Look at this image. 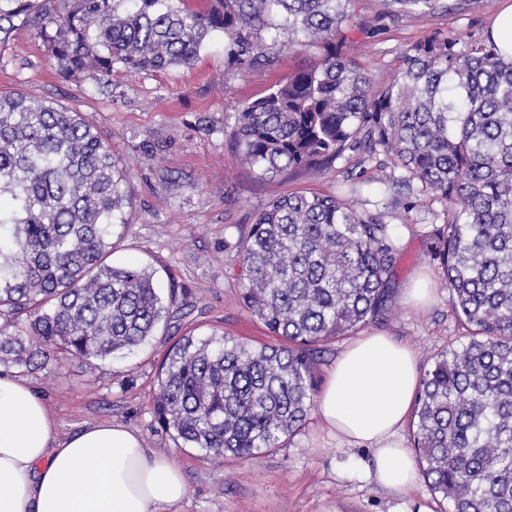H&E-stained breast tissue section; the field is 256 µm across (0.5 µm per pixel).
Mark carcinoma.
<instances>
[{"mask_svg":"<svg viewBox=\"0 0 512 512\" xmlns=\"http://www.w3.org/2000/svg\"><path fill=\"white\" fill-rule=\"evenodd\" d=\"M353 0H0V42L21 25L58 73L103 89L112 68L189 66L221 33L241 69L270 63L257 35L316 59L245 103L232 148L260 178L385 156L409 197L445 207L429 256L468 340L424 370L413 448L450 512H512V58L488 40L434 32L396 58L377 94L350 55L377 26ZM384 15L428 17L439 0H383ZM127 174L78 112L0 95V364L30 371L59 356L106 360L154 336L174 302L155 272L107 262L129 204ZM241 299L277 344L184 336L161 364L154 413L187 448L254 458L280 448L314 407L310 346L389 311L391 228L344 194H290L239 243Z\"/></svg>","mask_w":512,"mask_h":512,"instance_id":"obj_1","label":"carcinoma"}]
</instances>
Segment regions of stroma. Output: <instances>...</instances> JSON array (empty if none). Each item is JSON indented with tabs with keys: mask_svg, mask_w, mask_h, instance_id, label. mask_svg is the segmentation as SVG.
Masks as SVG:
<instances>
[{
	"mask_svg": "<svg viewBox=\"0 0 512 512\" xmlns=\"http://www.w3.org/2000/svg\"><path fill=\"white\" fill-rule=\"evenodd\" d=\"M445 2L426 18H383L377 36L354 46L352 55L374 88L392 81L395 59L408 46L437 31L462 43L483 37L492 18L512 4ZM260 41L275 58L271 66L238 73L224 37L215 35L188 67L131 73L115 66L108 93L89 77L62 78L28 28L18 27L0 45V95L21 91L81 113L128 171L131 205L112 235L111 263H143L161 285L180 287L155 335L133 353L105 361L63 359L25 379L52 409L60 437L95 423L121 424L175 461L188 486L180 512H448L449 503L425 479L405 495L377 487L367 477L371 450L340 446L315 412L284 447L249 459H217L182 447L155 418L157 372L173 341L216 330L251 344L270 342L241 300L238 245L256 214L279 195L333 194L353 184L358 201L386 212L399 260L390 311L369 323L368 331L413 346L423 368L467 336L448 304L443 269L428 258L432 235L443 222L439 201L424 198L409 207L404 189L380 194L389 167L356 155L270 181L240 163L229 134L242 104L286 82L314 58L290 49L287 41L271 43L265 34ZM420 277L434 299L416 309L406 302L405 290Z\"/></svg>",
	"mask_w": 512,
	"mask_h": 512,
	"instance_id": "1",
	"label": "stroma"
}]
</instances>
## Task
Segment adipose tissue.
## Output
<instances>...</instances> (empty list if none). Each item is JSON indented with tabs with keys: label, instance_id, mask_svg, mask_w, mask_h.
<instances>
[{
	"label": "adipose tissue",
	"instance_id": "adipose-tissue-1",
	"mask_svg": "<svg viewBox=\"0 0 512 512\" xmlns=\"http://www.w3.org/2000/svg\"><path fill=\"white\" fill-rule=\"evenodd\" d=\"M418 384L414 349L372 333L337 355L316 399L328 430L371 448L369 478L397 494L417 480L401 431ZM187 494L178 465L146 448L136 431L96 423L59 438L40 396L0 372V512H178Z\"/></svg>",
	"mask_w": 512,
	"mask_h": 512
}]
</instances>
